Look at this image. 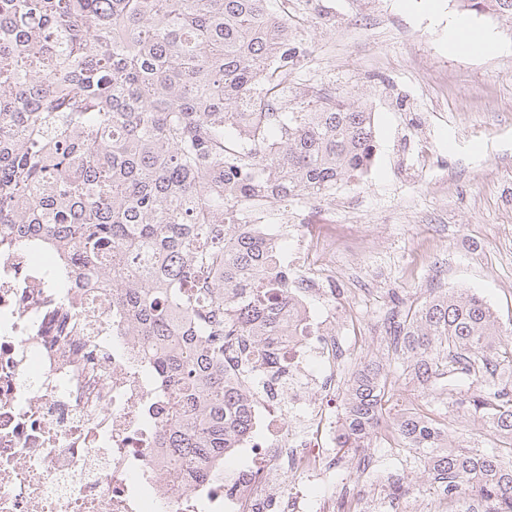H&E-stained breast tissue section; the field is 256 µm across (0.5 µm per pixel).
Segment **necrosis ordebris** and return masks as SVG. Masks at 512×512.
<instances>
[{
    "label": "necrosis or debris",
    "mask_w": 512,
    "mask_h": 512,
    "mask_svg": "<svg viewBox=\"0 0 512 512\" xmlns=\"http://www.w3.org/2000/svg\"><path fill=\"white\" fill-rule=\"evenodd\" d=\"M308 265L294 295L308 333L281 345L287 382L250 393L254 427L236 446L246 463L226 481L197 476L194 463L174 464L160 448L168 398L142 339L113 335L123 315L76 283L84 333L60 336L39 257L0 253V512H299V496L271 499L260 487L287 465L312 487L337 440L329 401L309 395L340 346L309 303L327 295L336 267Z\"/></svg>",
    "instance_id": "4bbe7bcc"
}]
</instances>
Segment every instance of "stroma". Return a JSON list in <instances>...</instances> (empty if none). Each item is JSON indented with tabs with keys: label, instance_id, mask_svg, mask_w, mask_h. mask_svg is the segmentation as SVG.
<instances>
[{
	"label": "stroma",
	"instance_id": "stroma-1",
	"mask_svg": "<svg viewBox=\"0 0 512 512\" xmlns=\"http://www.w3.org/2000/svg\"><path fill=\"white\" fill-rule=\"evenodd\" d=\"M466 15L492 32L503 54L476 58L448 48V19ZM288 18L306 49L288 86L326 88L371 109L372 168L337 186L322 203L265 205L292 224H334L347 235L336 254V288L351 316L336 322L344 349L334 414L342 412L345 375L363 364L391 382L398 414L419 411L443 423L453 446L487 448V422L459 409L479 390L468 377L414 383L390 346L377 345L405 299L423 301L448 288L477 293L497 324L512 328V27L495 16L463 12L458 0H288ZM380 477L408 485L394 512L420 504L433 512L439 492L428 469L401 467L383 430L366 441ZM330 475L309 497L329 504L351 497L359 459L332 448Z\"/></svg>",
	"mask_w": 512,
	"mask_h": 512
}]
</instances>
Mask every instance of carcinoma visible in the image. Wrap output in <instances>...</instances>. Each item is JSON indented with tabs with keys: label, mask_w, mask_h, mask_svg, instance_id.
Returning a JSON list of instances; mask_svg holds the SVG:
<instances>
[{
	"label": "carcinoma",
	"mask_w": 512,
	"mask_h": 512,
	"mask_svg": "<svg viewBox=\"0 0 512 512\" xmlns=\"http://www.w3.org/2000/svg\"><path fill=\"white\" fill-rule=\"evenodd\" d=\"M460 2L512 23V0ZM304 53L271 0H0V252L47 251L61 287L83 275L118 304L169 393L161 447L213 477L251 430L249 348L282 374L285 326L300 323L279 246L247 211L325 201L375 155L362 106L320 93L283 111ZM389 336L421 384L492 386L455 399L489 422L491 448L445 449V428L416 412L391 431L448 502L512 512V329L452 289L403 303ZM387 395L359 370L339 448L365 447Z\"/></svg>",
	"instance_id": "obj_1"
}]
</instances>
